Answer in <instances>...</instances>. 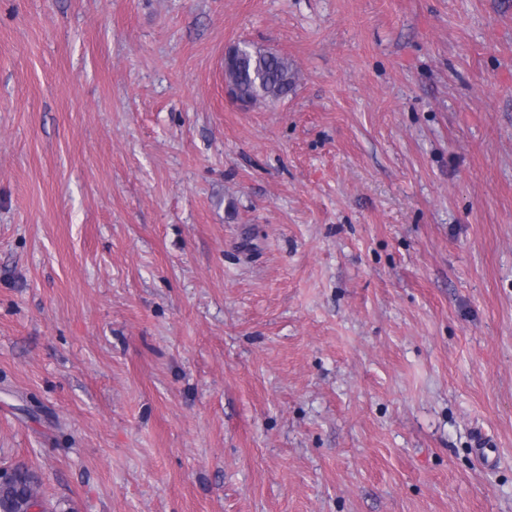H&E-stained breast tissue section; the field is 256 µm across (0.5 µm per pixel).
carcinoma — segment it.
I'll use <instances>...</instances> for the list:
<instances>
[{"mask_svg":"<svg viewBox=\"0 0 512 512\" xmlns=\"http://www.w3.org/2000/svg\"><path fill=\"white\" fill-rule=\"evenodd\" d=\"M233 93L256 104L282 99L293 90L295 75L288 59L252 44L243 45L225 72ZM39 497L37 477L26 468L0 482V512H27L31 499Z\"/></svg>","mask_w":512,"mask_h":512,"instance_id":"obj_1","label":"carcinoma"}]
</instances>
